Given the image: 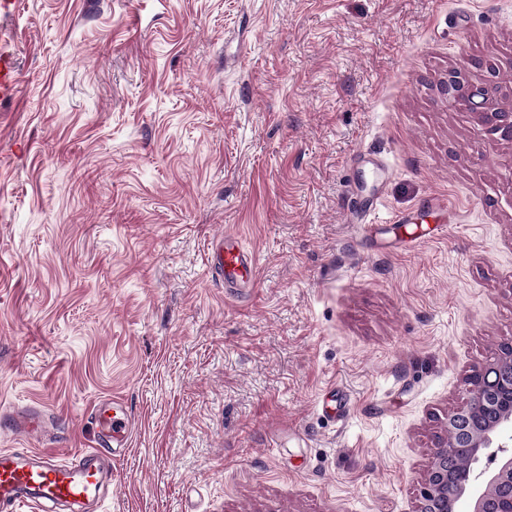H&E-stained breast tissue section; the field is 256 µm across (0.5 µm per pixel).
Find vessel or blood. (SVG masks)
Listing matches in <instances>:
<instances>
[{"instance_id":"obj_1","label":"vessel or blood","mask_w":512,"mask_h":512,"mask_svg":"<svg viewBox=\"0 0 512 512\" xmlns=\"http://www.w3.org/2000/svg\"><path fill=\"white\" fill-rule=\"evenodd\" d=\"M373 209V201H358L349 213L365 242L377 235V225L368 221ZM211 266L220 270L227 295H238L254 285L256 256L232 235H225L212 251ZM91 418L98 433L97 448L64 461L56 449L31 445L49 431L51 419L42 405L0 402V421L8 423L14 436L30 442L23 450L0 449V512H18L25 504L33 512H66L74 504H100L112 484L113 461L130 446L135 419L118 397L95 405Z\"/></svg>"}]
</instances>
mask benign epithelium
<instances>
[{"mask_svg":"<svg viewBox=\"0 0 512 512\" xmlns=\"http://www.w3.org/2000/svg\"><path fill=\"white\" fill-rule=\"evenodd\" d=\"M482 68L483 77L476 82L465 70L448 72L439 84V96L448 107L465 108L501 139L512 142V105L501 103L500 72L488 62ZM465 385L466 401L448 412L446 436L433 454L417 512H454L457 498L449 490L454 487L462 495L477 479L471 470L458 466V459L477 457L489 447L492 435L512 425V342L501 345ZM473 512H512V455L501 461L480 490Z\"/></svg>","mask_w":512,"mask_h":512,"instance_id":"7a95c632","label":"benign epithelium"}]
</instances>
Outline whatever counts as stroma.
<instances>
[{"mask_svg": "<svg viewBox=\"0 0 512 512\" xmlns=\"http://www.w3.org/2000/svg\"><path fill=\"white\" fill-rule=\"evenodd\" d=\"M0 56V400L73 455L124 399L104 512H416L512 340V143L436 90L470 57L512 85V0H12ZM377 198L372 201L361 202L355 199L353 208L349 213V220L354 222L357 221L359 223L355 224V228L360 235V238L364 242L372 241L377 236V230L381 229V227L377 226L379 224H369L367 223V219L370 216L371 212L374 210V206L376 205ZM211 267L218 269L224 279V293L238 295L246 288H253L257 259L254 253L244 250L230 234L224 235L211 252Z\"/></svg>", "mask_w": 512, "mask_h": 512, "instance_id": "stroma-1", "label": "stroma"}]
</instances>
